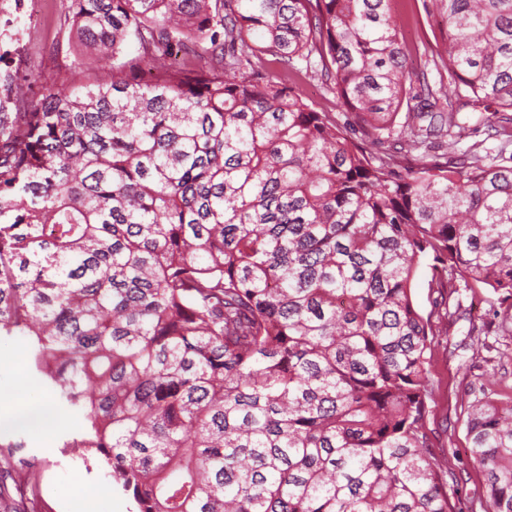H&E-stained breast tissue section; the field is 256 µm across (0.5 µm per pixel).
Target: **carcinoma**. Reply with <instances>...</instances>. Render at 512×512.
<instances>
[{
    "instance_id": "carcinoma-1",
    "label": "carcinoma",
    "mask_w": 512,
    "mask_h": 512,
    "mask_svg": "<svg viewBox=\"0 0 512 512\" xmlns=\"http://www.w3.org/2000/svg\"><path fill=\"white\" fill-rule=\"evenodd\" d=\"M392 2L69 0L112 78L0 112V336L137 512H451L426 423L457 311L411 282L430 256L431 288L512 299V153L398 174L264 72L305 62L374 143L452 149L491 102L511 144L512 0H431L422 94ZM463 414L483 512H512V393ZM430 259L424 261L418 269L412 284V295L414 303L419 312L427 317L430 313L434 318L436 314L445 312L448 306V295H440L436 290L429 288L431 280Z\"/></svg>"
}]
</instances>
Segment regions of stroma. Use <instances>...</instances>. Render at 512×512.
I'll return each instance as SVG.
<instances>
[{
	"mask_svg": "<svg viewBox=\"0 0 512 512\" xmlns=\"http://www.w3.org/2000/svg\"><path fill=\"white\" fill-rule=\"evenodd\" d=\"M67 6V0H51L34 26L23 10L0 24V73L10 69L19 78L36 74L31 99L111 75L107 69L74 65L71 32L64 22ZM394 7L408 22L405 34L413 67L427 71L430 83L438 84L445 72L434 39L441 22L430 16V0H395ZM294 82L319 111L330 113L345 127L352 142L364 144L350 112L320 79L299 75ZM509 312L512 304L503 302L497 292L478 288L469 316L449 325L431 359L434 412L427 428L434 442L433 456L441 461L456 459L457 482L448 492L454 512H481L478 499L485 491V477L470 459L461 406L480 386L512 389V336L497 333ZM20 389L26 403L0 415V443L13 444L14 472L26 474L32 488L19 490L12 475L0 477V512H132L131 500L112 488L102 470L87 466L80 449L45 453L46 443L76 436L81 420L61 407L53 390L32 375L24 339L1 336L0 397H11Z\"/></svg>",
	"mask_w": 512,
	"mask_h": 512,
	"instance_id": "1",
	"label": "stroma"
}]
</instances>
